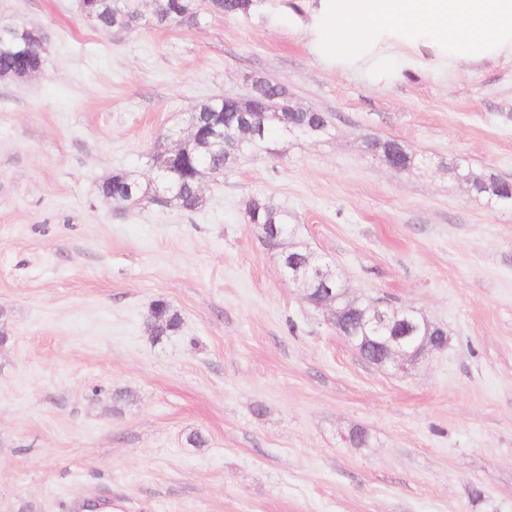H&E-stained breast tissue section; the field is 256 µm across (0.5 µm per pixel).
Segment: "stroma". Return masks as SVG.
<instances>
[{"mask_svg": "<svg viewBox=\"0 0 512 512\" xmlns=\"http://www.w3.org/2000/svg\"><path fill=\"white\" fill-rule=\"evenodd\" d=\"M9 22L48 51L39 75L0 78V512L92 495L111 512H512V205L447 171L512 181L511 60L376 87L248 16L104 32L77 0H0ZM257 78L330 134L273 135L193 212L102 196L112 172L151 177L200 102ZM367 136L419 165L390 168ZM254 198L446 348L406 374L363 359L282 276ZM158 299L182 317L161 342ZM394 147H399L400 160L406 168L414 165L416 157L409 153L403 145L395 140H382L377 137H371L364 141V148L371 153L387 155Z\"/></svg>", "mask_w": 512, "mask_h": 512, "instance_id": "1", "label": "stroma"}]
</instances>
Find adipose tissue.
I'll return each mask as SVG.
<instances>
[{
  "mask_svg": "<svg viewBox=\"0 0 512 512\" xmlns=\"http://www.w3.org/2000/svg\"><path fill=\"white\" fill-rule=\"evenodd\" d=\"M250 15L302 35L323 67L376 86L401 65L445 76L512 59V0H253Z\"/></svg>",
  "mask_w": 512,
  "mask_h": 512,
  "instance_id": "ef3b65f1",
  "label": "adipose tissue"
}]
</instances>
